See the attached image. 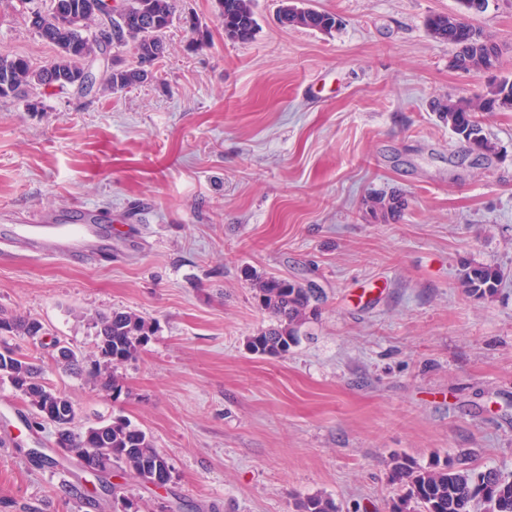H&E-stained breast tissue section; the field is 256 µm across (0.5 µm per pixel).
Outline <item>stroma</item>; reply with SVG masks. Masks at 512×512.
<instances>
[{"instance_id": "1", "label": "stroma", "mask_w": 512, "mask_h": 512, "mask_svg": "<svg viewBox=\"0 0 512 512\" xmlns=\"http://www.w3.org/2000/svg\"><path fill=\"white\" fill-rule=\"evenodd\" d=\"M254 0L251 40L224 37L217 0H182L204 33L174 21L152 79L114 94L71 88L0 98V313L45 336L12 346L41 360L73 402L74 430L129 419L173 467L167 488L112 472L121 502L85 487L53 425L0 381V512H295L307 495L340 512H392V456L434 468L467 458L512 474V111L481 116L498 154H469L434 103L482 93L452 67L430 14L456 0H309L325 34L277 21ZM25 0H0V52L50 60ZM473 24L512 75V0ZM399 195L392 219L366 202ZM97 209L111 256H29L12 224ZM501 269L491 296L460 285ZM312 283L299 344L257 356L274 320L250 275ZM156 330L117 370L120 395L54 361L60 339L85 361L112 311ZM46 455L40 463L30 449ZM504 279L503 272L491 266L469 267L463 274L462 287L473 297L483 298L494 294Z\"/></svg>"}]
</instances>
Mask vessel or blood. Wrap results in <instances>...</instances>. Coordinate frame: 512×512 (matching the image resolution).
Wrapping results in <instances>:
<instances>
[{
	"label": "vessel or blood",
	"instance_id": "obj_1",
	"mask_svg": "<svg viewBox=\"0 0 512 512\" xmlns=\"http://www.w3.org/2000/svg\"><path fill=\"white\" fill-rule=\"evenodd\" d=\"M108 234V229L98 224L96 216L86 210L53 221L24 224L18 231L28 250L52 252L75 260L92 255L96 239Z\"/></svg>",
	"mask_w": 512,
	"mask_h": 512
}]
</instances>
